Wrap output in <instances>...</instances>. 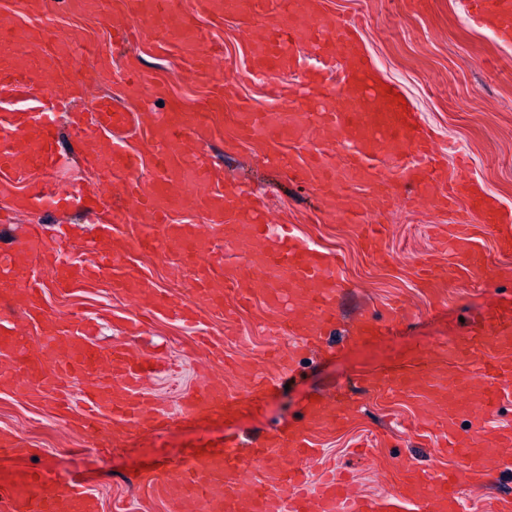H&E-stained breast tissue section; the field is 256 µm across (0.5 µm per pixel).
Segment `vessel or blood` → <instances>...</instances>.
<instances>
[{"label": "vessel or blood", "instance_id": "vessel-or-blood-1", "mask_svg": "<svg viewBox=\"0 0 512 512\" xmlns=\"http://www.w3.org/2000/svg\"><path fill=\"white\" fill-rule=\"evenodd\" d=\"M309 0H192L182 10L181 0H123L132 25L114 31L115 38L160 28L170 29L190 57L188 74L194 79L215 80L213 62L223 53L220 43L207 40L195 23L204 16L217 21L227 16H248L262 23L266 38L249 52L254 68L265 76L293 70L297 64L294 44L308 37L323 53L336 51L342 59L345 98L325 84L315 101L316 115L286 108L285 87L271 82L273 105L269 112L240 115L243 134L260 135L276 145L288 140L308 152L306 160L288 167L326 196L343 200L344 212L357 219L359 205L351 189L367 186L371 197L387 203L395 187L390 175L403 157L413 159L407 182L423 198L441 202L446 209L464 205L470 222L454 225L449 233L457 257L453 267L433 271L434 279L466 282L488 274L489 257L475 244L474 226L494 238L499 255L512 254V226L502 223L497 210L473 194L465 177L443 174L434 164L433 145L415 124L393 91L387 89L368 61L359 54L355 36L345 25L321 18ZM473 14L493 20L501 41L512 40V0H469ZM47 35L18 21L0 19V93L37 99L33 112H16L0 118V185L11 186V173L37 168L51 171L57 165L52 128L55 114L80 93V82L65 76L62 60L71 56L69 45L45 53L40 44ZM130 113L113 107L109 98H98L85 121L81 156L93 169H107L132 177L128 200L113 205L108 219L97 220L94 238L83 249L88 264H60L57 253L70 249L66 236L46 242L41 225L28 228L29 250L56 268L54 285L63 291L88 287L106 269L113 283L135 290L152 300L155 315L196 328L201 324L198 304L182 296H156L150 280L132 269V252L179 253L195 271L198 303L211 315L231 322L228 300H250L253 291L243 288L241 270L224 259L223 244L238 243L248 255L246 268L272 305L288 301L284 330L306 340L321 336L335 322L336 300L343 283L336 261L311 249L294 233L270 241L263 221L264 198L242 206L240 195L224 186L221 171L210 164L201 145L213 125L210 110L169 113L153 123L138 126L143 141L152 147L155 179L136 180L142 166L140 152L112 132L124 128ZM333 129L346 148L345 163H337L334 149L308 137L311 129ZM30 210L51 207L69 210L77 201L72 193L34 188L25 197ZM209 216L206 228L172 224L171 212L185 206ZM18 293L20 303L38 330L35 348L18 341L16 326L0 319V381L17 396L36 399L55 410L78 409L82 425L99 433L113 423L143 431L168 427L173 419L205 422L247 409L246 399L201 379L183 390L177 412H170L143 391V380L155 370L151 358L131 361L125 348H94L84 322L61 327L43 306L44 283L30 274L17 254L0 255V294ZM426 364L416 362L389 375L370 379L380 397L407 395L418 400L426 415L425 426L438 431L443 447L457 460L455 470L434 479L414 476L403 493L380 500L358 495L335 471L323 474L317 493L304 494V464L318 456L313 441L317 431L336 429L344 418L338 403L315 398L303 408L302 423L285 425L253 444L252 462L261 477L241 465L239 443L189 452L168 461L154 473L149 488L169 506L170 512H397L400 504L414 512H459L457 493L465 483L490 482L497 466L512 463V434L487 438L485 422L498 412L504 394L512 392V307L478 316L466 337L446 339L426 350ZM85 380L89 391L75 397L71 385ZM469 426L458 430L459 420ZM287 487L289 502L273 494L271 484ZM94 496L82 484L62 474L25 471L0 484V512H97Z\"/></svg>", "mask_w": 512, "mask_h": 512}]
</instances>
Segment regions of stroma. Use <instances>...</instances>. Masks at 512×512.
Here are the masks:
<instances>
[{
	"mask_svg": "<svg viewBox=\"0 0 512 512\" xmlns=\"http://www.w3.org/2000/svg\"><path fill=\"white\" fill-rule=\"evenodd\" d=\"M321 9L332 18L357 23L361 53L382 80L398 88L433 133L442 151L441 166L453 172L458 158H466V175L502 209L512 211V43L499 41L485 23L471 21L468 0H322ZM41 23L50 34L82 49L75 65L84 82L78 104L83 112H90L96 96L108 95L140 122L157 111H196L210 97L208 87L184 78L187 58L174 38L150 32L138 42L116 46L109 22L98 12L77 10L72 0H55ZM210 33L223 45L220 72L234 96L224 102L214 123L207 155L223 169L225 184L267 196L272 235H279L281 225L291 224L319 251L340 257L346 287L337 303L336 323L315 348L299 349L297 337L279 327L280 309L256 294L240 311L235 334L225 335L224 362L216 366L192 346V329L171 321L158 318L141 334L127 335V326L138 319L145 301L114 288L111 273H104L91 287L63 294L52 286L49 269L30 260L31 270L47 285L48 311L94 321L96 346L124 342L133 353L155 354L168 362V372L145 381L147 391L168 407H176L180 391L197 383L202 365L209 366L213 383L235 391L239 385L231 366L249 362L268 376V389L248 410L230 419L188 426L179 422L159 435L135 430L119 437L115 450L105 452L81 428L77 413H56L0 386V431L13 433L26 450L22 459H0V475L23 468L57 470L75 475L89 488L98 512H167L148 489L149 478L164 458L220 443L227 435L249 444L280 424L296 422L307 401L320 395L350 404L351 412L343 427L318 434L322 454L310 462L311 470L323 463L343 467L353 475L356 490L375 497L396 493L405 473L437 477L448 472L456 462L439 452L437 438L410 429L422 406L405 395L378 398L368 391L366 379L371 371L416 356L439 340L463 335L476 313L512 303V256L496 255L491 235L480 234L481 248L491 255L490 275L462 288L448 283L425 287L417 270L431 260L451 261L439 250L449 215L425 199L407 203L406 183L399 199L387 207L363 210L362 224L387 229L383 256L369 254L362 245V224L350 223L340 206L330 205L307 184L268 164V143L239 130V108L261 112L268 107L266 77L245 65L249 48L261 39L263 29L228 17L211 24ZM134 69L143 79L137 87L129 82ZM81 137L69 120H61L56 148L66 167L51 175L30 171L10 193L0 195V252L19 251L31 224L43 225L49 238L59 225H66L77 243L94 233L83 212L34 214L18 207L16 198L32 186L77 192L107 182L113 201H120L122 178L86 168L77 154ZM130 265L152 281L157 294L179 292L194 299L191 271L178 254L136 253ZM392 299L408 307L410 318L392 323L378 343H353V326L384 314ZM271 345L290 353V361L267 363L263 352Z\"/></svg>",
	"mask_w": 512,
	"mask_h": 512,
	"instance_id": "stroma-1",
	"label": "stroma"
}]
</instances>
